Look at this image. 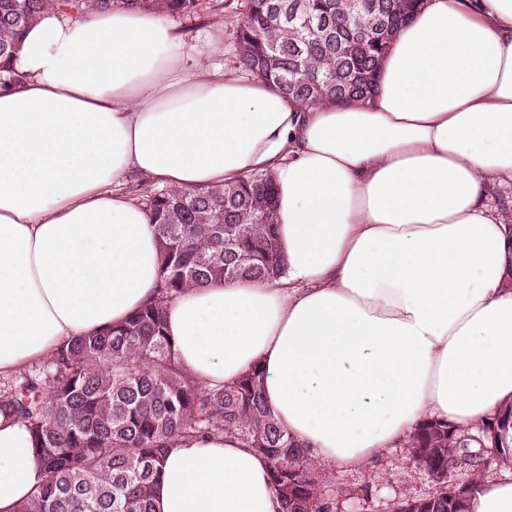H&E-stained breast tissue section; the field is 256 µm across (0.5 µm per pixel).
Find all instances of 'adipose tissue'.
I'll list each match as a JSON object with an SVG mask.
<instances>
[{"label": "adipose tissue", "mask_w": 512, "mask_h": 512, "mask_svg": "<svg viewBox=\"0 0 512 512\" xmlns=\"http://www.w3.org/2000/svg\"><path fill=\"white\" fill-rule=\"evenodd\" d=\"M0 84V378L152 301L161 263L130 175L196 189L269 172L285 266L166 305L175 359L205 389L252 369L319 462L361 469L427 419L512 405V0H423L366 103L304 104L194 66L169 16L31 24ZM0 412V512L40 482ZM266 459L214 436L165 454L156 512H278ZM467 512H512V472Z\"/></svg>", "instance_id": "1"}]
</instances>
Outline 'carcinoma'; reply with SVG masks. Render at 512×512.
<instances>
[{
	"label": "carcinoma",
	"instance_id": "1",
	"mask_svg": "<svg viewBox=\"0 0 512 512\" xmlns=\"http://www.w3.org/2000/svg\"><path fill=\"white\" fill-rule=\"evenodd\" d=\"M0 0V73L25 30L50 8L83 18L132 9L170 16L224 12L240 17L236 68L287 97L303 101H366L396 30L420 0ZM275 198L269 174L235 185L162 189L145 198L163 260L158 297L123 324L61 344L46 359L0 384V411L29 429L42 479L16 512H154L167 449L227 434L263 455L281 512H333L336 493L302 447L274 420L262 372L206 390L174 361L165 303L183 289L221 280H265L281 269L274 227L255 223L259 196ZM486 431L421 424L410 448H442L419 463L441 477L465 468L469 494L483 478ZM427 512H448L443 488L426 497Z\"/></svg>",
	"mask_w": 512,
	"mask_h": 512
}]
</instances>
